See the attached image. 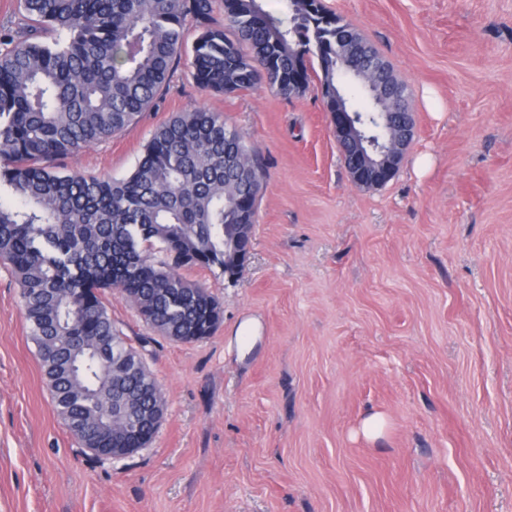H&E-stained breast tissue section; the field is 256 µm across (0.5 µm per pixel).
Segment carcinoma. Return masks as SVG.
<instances>
[{"mask_svg":"<svg viewBox=\"0 0 512 512\" xmlns=\"http://www.w3.org/2000/svg\"><path fill=\"white\" fill-rule=\"evenodd\" d=\"M19 0L24 25L0 28V263L15 277L46 386L80 448L101 458L144 448L112 413L126 398L143 411L164 400L103 301L116 288L158 333L210 335L222 318L185 267L224 269L238 225L254 224L265 165L246 136L208 108L154 129L122 179L68 172L59 161L135 124L182 58L203 90L238 94L267 84L286 97L336 85V37H363L321 0ZM200 29L189 43L185 25ZM394 111H411L405 86Z\"/></svg>","mask_w":512,"mask_h":512,"instance_id":"carcinoma-1","label":"carcinoma"}]
</instances>
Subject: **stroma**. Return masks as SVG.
Masks as SVG:
<instances>
[{
    "label": "stroma",
    "mask_w": 512,
    "mask_h": 512,
    "mask_svg": "<svg viewBox=\"0 0 512 512\" xmlns=\"http://www.w3.org/2000/svg\"><path fill=\"white\" fill-rule=\"evenodd\" d=\"M323 2L408 86L395 175L353 181L318 81L219 95L184 61L137 124L65 158L121 179L173 113H223L266 164L253 252L233 279L186 270L222 311L200 342L106 293L166 402L118 460L70 435L0 265V512H512V0Z\"/></svg>",
    "instance_id": "35a3bbf8"
}]
</instances>
